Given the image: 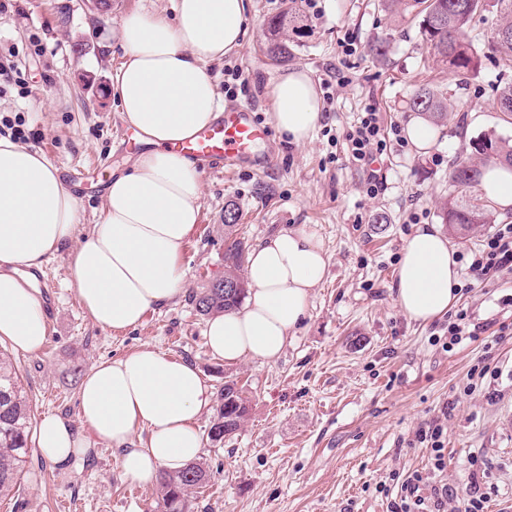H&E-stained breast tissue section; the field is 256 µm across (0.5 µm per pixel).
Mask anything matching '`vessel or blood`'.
Returning <instances> with one entry per match:
<instances>
[{"instance_id": "1", "label": "vessel or blood", "mask_w": 512, "mask_h": 512, "mask_svg": "<svg viewBox=\"0 0 512 512\" xmlns=\"http://www.w3.org/2000/svg\"><path fill=\"white\" fill-rule=\"evenodd\" d=\"M267 130L251 107H225L220 118L180 144L179 150L201 161L214 173L230 174L244 164H256L254 148L265 139Z\"/></svg>"}]
</instances>
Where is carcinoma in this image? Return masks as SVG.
<instances>
[{
	"mask_svg": "<svg viewBox=\"0 0 512 512\" xmlns=\"http://www.w3.org/2000/svg\"><path fill=\"white\" fill-rule=\"evenodd\" d=\"M385 10L411 15L419 19V29L438 67L465 77L477 70L481 56L470 37L474 15L484 7L485 0H382ZM501 22L491 37L490 47L512 67V0H494ZM307 29L305 16L294 7L271 19L265 32V50L276 62L292 56L289 33L303 34ZM409 107L437 124L448 119V96L429 87H420L409 100ZM496 108L503 120L512 124V83L498 88ZM475 156L459 155L449 164L450 185L457 195L440 205L443 223L467 236L489 223V210L484 201L467 194L478 182L479 161L494 160L512 169V145L496 137L485 136L474 143ZM239 211L224 210V281L241 285L233 294L224 293L221 284L207 283L192 296L196 311L211 317L241 305L247 292L244 269L247 249L244 239L237 237ZM248 414L247 400L237 383L228 380L220 393V405L209 428L211 440L220 442L224 435L236 432ZM31 422L27 398L9 356L0 352V496L10 494L20 482L31 448ZM208 478L197 462L182 469L161 474L158 512H186L191 490Z\"/></svg>",
	"mask_w": 512,
	"mask_h": 512,
	"instance_id": "obj_1",
	"label": "carcinoma"
}]
</instances>
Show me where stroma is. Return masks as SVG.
Segmentation results:
<instances>
[{
	"label": "stroma",
	"instance_id": "stroma-1",
	"mask_svg": "<svg viewBox=\"0 0 512 512\" xmlns=\"http://www.w3.org/2000/svg\"><path fill=\"white\" fill-rule=\"evenodd\" d=\"M174 2L112 0L102 13L87 0H0V63L16 70L12 81L0 80V136L20 127L23 146L91 186L128 168L134 156L122 142L131 132L110 93L123 61L119 28L134 12L173 19ZM246 3L243 46L215 63L213 75L221 83L239 71L268 126L269 89L283 71L302 69L315 83L330 82L312 140L298 146L272 130L261 145L272 158L269 168L203 174L201 220L181 253L188 293L150 311L134 329L113 332L83 311L70 251L45 264L53 285L43 302L46 343L34 354L0 343L18 370L33 423L54 413L79 425L75 375L150 346L194 362L213 393L237 380L248 400L247 417L223 441L207 437L213 412L200 418L199 461L210 480L192 495L190 512H391L398 487L416 471L430 475L433 487H447L445 512H460L472 453L484 463L478 482L490 498L488 512H512V335L494 345L482 335L448 346L447 316L409 321L394 291L406 239L419 227L441 224L439 206L452 191L450 160L471 154L486 135L512 143V124L495 105L512 69L485 56L467 79L440 73L417 20L385 11L381 0H317L319 13L308 16L293 56L276 63L263 50L264 32L289 0ZM380 39L388 43L382 59L370 51ZM347 43L354 51L344 52ZM423 85L447 92L448 121L428 151L388 143L384 189L369 197L367 172L352 160L347 135L369 104L384 123L406 126L409 99ZM230 204L241 214L238 229L248 245L305 224L329 257L305 318L272 361L214 359L203 336L206 320L187 299L224 272ZM510 222L512 213L492 214L490 224L466 238L441 226L462 253ZM460 284L455 306L467 310L471 323L512 321V274L475 284L464 271ZM485 365L499 371L494 385L469 388L472 371ZM437 426L449 459L441 471L415 439L419 429ZM157 493V485L127 480L110 447L90 449L85 461L69 466L34 450L4 505L5 512H155Z\"/></svg>",
	"mask_w": 512,
	"mask_h": 512
}]
</instances>
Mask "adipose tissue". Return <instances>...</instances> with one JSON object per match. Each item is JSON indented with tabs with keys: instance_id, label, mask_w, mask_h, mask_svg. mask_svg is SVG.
Wrapping results in <instances>:
<instances>
[{
	"instance_id": "obj_1",
	"label": "adipose tissue",
	"mask_w": 512,
	"mask_h": 512,
	"mask_svg": "<svg viewBox=\"0 0 512 512\" xmlns=\"http://www.w3.org/2000/svg\"><path fill=\"white\" fill-rule=\"evenodd\" d=\"M245 34V0H178L174 20L146 13L124 19V60L112 89L124 121L148 147L113 175L100 220L86 235L78 233L79 200L57 167L0 137V340L27 353L45 344L46 317L29 273L75 239L80 246L70 275L81 306L102 327L134 328L185 291L180 256L201 218L202 185L197 167L174 147L218 117L210 64L239 51ZM270 96L280 133L298 145L308 142L322 110L311 76L288 72ZM479 187L494 208L512 210V170L488 164ZM327 265L322 241L304 224L257 244L248 256L243 309L206 323L212 355L228 365L276 359ZM458 287L456 251L439 229L423 228L406 240L395 292L410 320L425 323L445 313ZM211 403V388L193 363L145 348L96 362L79 389L81 427L46 415L38 448L54 464L69 465L105 444L118 452L128 480L148 484L161 470L200 456L196 423Z\"/></svg>"
}]
</instances>
